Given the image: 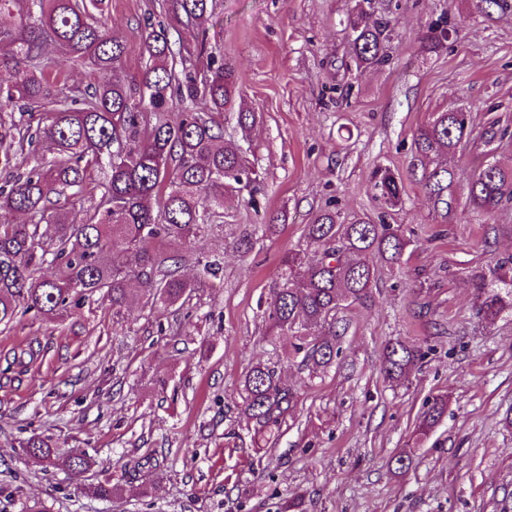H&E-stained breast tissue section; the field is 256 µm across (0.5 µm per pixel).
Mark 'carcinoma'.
Listing matches in <instances>:
<instances>
[{"label": "carcinoma", "instance_id": "obj_1", "mask_svg": "<svg viewBox=\"0 0 512 512\" xmlns=\"http://www.w3.org/2000/svg\"><path fill=\"white\" fill-rule=\"evenodd\" d=\"M176 25L201 35L192 46L173 49L168 29L147 34L141 52L147 57L141 75L142 93L133 99L118 74L128 53L127 42L100 23L103 0H0V142L24 144L26 133L3 112L23 103L49 104L38 130L40 150L27 175L0 184V211L29 215L23 224H0V327L10 328L19 313L56 315L75 296L99 291L112 296L118 313L132 292H143L146 303L165 309L184 305L202 286L180 274L179 260L166 264L160 243L168 238L191 243L216 228L223 217L225 193L251 179L254 171L238 142L224 139L216 116L233 109L240 78L224 59L207 56L206 74L185 67L206 51V25L213 0H166ZM364 9L350 21L352 53L358 66L381 68L389 58L382 51L386 21L369 23ZM48 44L87 64L91 71H109L111 81L97 84L81 100L55 92L42 63ZM183 64L176 71L177 64ZM202 97L209 111L188 104ZM184 110L178 122L169 120L174 106ZM467 112H435L414 137L423 159L453 153L467 134ZM104 175L102 193L89 220L69 222L68 199L84 193L90 170ZM422 181L430 194L447 203L453 183L446 167L425 169ZM371 189L386 206L402 201V187L391 170L380 167ZM512 200V167L489 162L468 183L469 205L492 214ZM312 252L291 250L280 263L279 280L267 298L268 331L299 337L295 353L301 364L328 367L336 349V315L344 304H362L373 294V256L401 264L411 241L399 227L358 218L339 222L336 212L323 210L304 225ZM130 255V265L113 267L112 249ZM55 266L49 278L44 264ZM499 291L485 294L477 315L494 320L512 310V256L490 271ZM421 354L396 340L386 345L385 376L405 378ZM242 412L266 436L280 427L297 406L294 390L281 381L275 367L259 363L242 381ZM445 403L436 399L422 416L418 432L425 434L440 420ZM25 453L48 465L80 474L90 462L83 453L63 452L49 438L33 435L22 443Z\"/></svg>", "mask_w": 512, "mask_h": 512}]
</instances>
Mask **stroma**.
Listing matches in <instances>:
<instances>
[{
	"label": "stroma",
	"instance_id": "stroma-1",
	"mask_svg": "<svg viewBox=\"0 0 512 512\" xmlns=\"http://www.w3.org/2000/svg\"><path fill=\"white\" fill-rule=\"evenodd\" d=\"M102 22L128 43L123 73L140 81L147 21L164 0H105ZM356 0H216L206 47L241 76L246 109L260 120L240 141L259 181L224 200V224L192 244L164 242L194 278L198 258L216 278L179 310L133 295L113 312L107 293L61 316L23 315L0 330V512H512V311L477 315L472 281L512 254V202L483 216L467 184L483 161L512 166V0H371L391 17L381 68H356L346 20ZM449 34L431 48L430 26ZM44 62L61 94L81 97L108 81L56 47ZM470 113V133L442 158L454 174L447 203L422 181L414 134L430 114ZM387 167L401 207L381 210L369 188ZM327 207L401 226L412 255L377 262L373 297L340 310L341 349L327 370L290 362L295 336L269 343L259 307L280 261L305 245L303 227ZM281 215L276 234L255 229ZM254 235L248 253L234 243ZM400 339L423 355L397 383L383 373L384 345ZM278 364L299 396L274 440L254 438L241 412V381L257 363ZM440 421L414 435L433 399ZM80 448L92 466L73 475L22 453L31 435ZM409 452L406 471L394 456ZM112 485V496L88 493Z\"/></svg>",
	"mask_w": 512,
	"mask_h": 512
}]
</instances>
